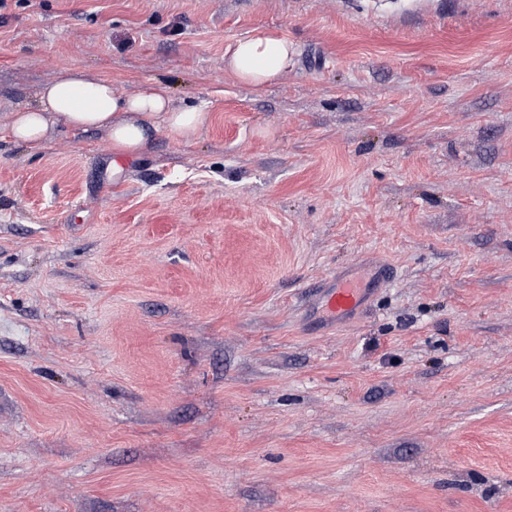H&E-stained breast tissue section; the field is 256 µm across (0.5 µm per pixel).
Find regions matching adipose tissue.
Returning <instances> with one entry per match:
<instances>
[{
  "instance_id": "1",
  "label": "adipose tissue",
  "mask_w": 512,
  "mask_h": 512,
  "mask_svg": "<svg viewBox=\"0 0 512 512\" xmlns=\"http://www.w3.org/2000/svg\"><path fill=\"white\" fill-rule=\"evenodd\" d=\"M291 52L287 38L260 32L237 41L224 66L240 82L259 90L286 72ZM37 99L36 106L12 113L6 133L14 143L40 148L60 124L76 131H99L109 141L116 175L122 172L121 160L151 152L156 134L165 131L189 141L210 121L204 107L175 106L163 85L119 94L110 79L81 68L60 71L38 88Z\"/></svg>"
}]
</instances>
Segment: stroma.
Masks as SVG:
<instances>
[{
    "mask_svg": "<svg viewBox=\"0 0 512 512\" xmlns=\"http://www.w3.org/2000/svg\"><path fill=\"white\" fill-rule=\"evenodd\" d=\"M64 68L211 122L0 140V512H512V0H5L0 118ZM291 53L287 38L259 32L237 41L226 54L224 66L240 82L260 90L286 72ZM350 281L336 283L335 287H329L324 295L323 302L327 311L332 316H341L352 313L361 303V296L357 288H352Z\"/></svg>",
    "mask_w": 512,
    "mask_h": 512,
    "instance_id": "35a3bbf8",
    "label": "stroma"
}]
</instances>
